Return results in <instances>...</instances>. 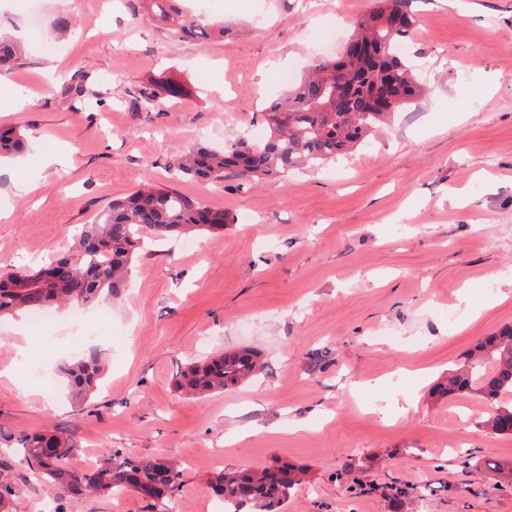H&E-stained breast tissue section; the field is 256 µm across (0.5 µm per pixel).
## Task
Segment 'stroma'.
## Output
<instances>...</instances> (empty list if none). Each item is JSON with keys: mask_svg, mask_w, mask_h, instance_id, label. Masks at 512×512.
<instances>
[{"mask_svg": "<svg viewBox=\"0 0 512 512\" xmlns=\"http://www.w3.org/2000/svg\"><path fill=\"white\" fill-rule=\"evenodd\" d=\"M376 0H184L223 36L184 42L140 0H0L23 65L1 73L0 128L33 145L0 162V267L37 268L112 200L150 183L224 210L218 233L139 252L108 306L72 305L45 329L0 317V486L12 512H171L130 492L70 496L32 477L14 437L65 430L68 462L114 453L179 460L182 512H211L216 472L305 469L285 512H512V487L461 470L458 448L512 462L485 406L435 386L512 324V0H414L410 55L427 96L335 161L279 178L176 181L172 158L264 140L266 104L338 56ZM66 14L74 36L44 25ZM84 79V104L63 95ZM186 93L172 98L165 80ZM155 89L146 112L130 89ZM58 155L69 167L50 165ZM248 347L264 370L195 399L176 373ZM105 359L81 407L60 365ZM378 464H371L373 455ZM362 467L363 485L338 474ZM406 487L401 503L389 484ZM174 503V504H175Z\"/></svg>", "mask_w": 512, "mask_h": 512, "instance_id": "obj_1", "label": "stroma"}]
</instances>
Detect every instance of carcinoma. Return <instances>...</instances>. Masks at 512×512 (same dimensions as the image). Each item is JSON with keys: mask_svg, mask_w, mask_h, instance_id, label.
Segmentation results:
<instances>
[{"mask_svg": "<svg viewBox=\"0 0 512 512\" xmlns=\"http://www.w3.org/2000/svg\"><path fill=\"white\" fill-rule=\"evenodd\" d=\"M149 2L161 18L174 23L172 33L179 39L188 41L207 34L198 19L183 13V0ZM411 2L377 0V7L358 22L348 41L371 48V60L341 55L313 62L310 74L299 86L265 109L269 134L263 142L253 144L243 139L224 151L197 146L169 164L174 177L217 183L271 178L301 165L333 159L361 144L392 114L426 93L414 66L394 50V45L413 30ZM23 59V45L0 35V67L12 69ZM25 147V136L18 129L0 130V158ZM228 223L230 217L221 209L173 189L142 187L112 201L92 223L82 225L68 256L37 270H1L0 314L110 301L131 273L136 249L144 245L143 229L164 239L219 230ZM60 264L70 267V280L55 284L43 281V274ZM263 368L253 350L222 353L190 363L178 374L175 386L183 394L204 398L243 384ZM59 371L69 379L75 398L84 400L101 374V353L91 349L80 361L63 365ZM440 394H464L488 401L493 410L481 425L498 435L512 434V325L498 328L465 353L448 373L447 383L440 386ZM16 444L24 449L25 461L37 479L76 496L147 490L151 499L164 502L181 485L180 466L160 458H131L117 452L91 472L70 469L64 462L74 441L55 431L22 434ZM473 466L497 474L506 472L512 480V468L507 470L468 450L460 453V467ZM299 481V469L284 464L262 470H223L210 485L214 496L236 506L233 512H282Z\"/></svg>", "mask_w": 512, "mask_h": 512, "instance_id": "cac0c4a2", "label": "carcinoma"}]
</instances>
